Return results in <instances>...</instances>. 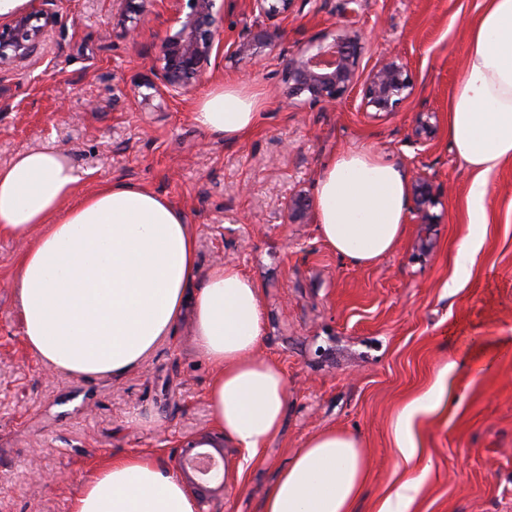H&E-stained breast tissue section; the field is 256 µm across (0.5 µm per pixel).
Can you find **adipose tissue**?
Segmentation results:
<instances>
[{"instance_id":"ef3b65f1","label":"adipose tissue","mask_w":512,"mask_h":512,"mask_svg":"<svg viewBox=\"0 0 512 512\" xmlns=\"http://www.w3.org/2000/svg\"><path fill=\"white\" fill-rule=\"evenodd\" d=\"M265 107L260 89L226 84L198 99L193 119L234 141L255 129ZM448 139L474 173L467 199L472 224H481L487 176L512 160V0H484L470 28L464 73L448 103ZM80 179L58 150L23 152L0 167V236L27 243L14 280L26 345L52 372L117 377L173 335L192 307L196 345L216 370L207 390L214 423L240 451L229 460L228 480L236 482L280 429L288 399L283 370L257 354L264 331L258 284L224 263L200 272L191 226L159 194L104 183L78 197ZM409 195L406 168L354 149L326 162L310 205L331 249L366 266L400 243ZM510 348V341L477 337L440 374L463 362L482 373ZM438 399L431 393L400 411L395 432L404 464L415 455L414 416ZM369 467L357 435L322 431L281 472L262 512H353ZM70 512H196V503L158 461L128 455L103 467Z\"/></svg>"}]
</instances>
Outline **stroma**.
I'll list each match as a JSON object with an SVG mask.
<instances>
[{"label":"stroma","mask_w":512,"mask_h":512,"mask_svg":"<svg viewBox=\"0 0 512 512\" xmlns=\"http://www.w3.org/2000/svg\"><path fill=\"white\" fill-rule=\"evenodd\" d=\"M483 0H293L280 32L247 64L213 60L177 98L146 87L169 34L159 0H54L55 24L36 68H0V167L20 152L64 151L84 195L102 183L145 187L192 224L198 264L238 266L262 289L260 356L288 380L280 432L240 480L204 512H262L265 492L306 442L327 429L361 437L371 460L354 512H379L408 478L425 473L408 512H512V349L482 374L441 367L491 332L512 338V161L488 177L491 192L469 273L453 257L470 224L473 178L448 141V99L461 78L470 25ZM246 0H224L215 37L232 45L269 27ZM363 35L361 70L399 57L412 95L394 111L362 106V89L304 112L290 104L288 61L333 28ZM237 82L267 105L236 142L205 133L197 98ZM429 120L427 143L413 132ZM369 148L427 174L433 223L408 214L400 244L365 267L332 251L312 219L286 204L310 194L335 153ZM20 242L0 237V512H70L72 499L112 458L143 455L176 469L195 436H220L207 400L214 367L198 350L191 317L119 378L51 373L28 349L12 288ZM441 391L417 415L413 471L398 467L396 418Z\"/></svg>","instance_id":"35a3bbf8"}]
</instances>
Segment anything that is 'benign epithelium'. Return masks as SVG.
<instances>
[{
	"mask_svg": "<svg viewBox=\"0 0 512 512\" xmlns=\"http://www.w3.org/2000/svg\"><path fill=\"white\" fill-rule=\"evenodd\" d=\"M52 0H29L28 8L11 16L0 26V66L34 65L54 23L48 5ZM218 0H162L174 33L167 36L159 62L152 66L153 79L146 86L159 96L185 94L190 82L211 64ZM251 12L275 19L288 10L291 0H248ZM38 14L44 24H32ZM274 33L260 29L233 45L230 55L239 61L257 57ZM362 34L356 30L328 31L300 46L288 61V82L292 95L304 97V105L320 109L339 102L359 80L358 61ZM413 91L406 65L391 58L373 67L364 82V106L377 112H391ZM418 223L432 221L430 208L435 204L430 177L417 176L412 187ZM309 203L299 194L288 201V218L293 222L306 217ZM209 445L212 451L201 452ZM178 470L186 491L200 503L224 492V448L209 436L187 442L178 458Z\"/></svg>",
	"mask_w": 512,
	"mask_h": 512,
	"instance_id": "1",
	"label": "benign epithelium"
}]
</instances>
